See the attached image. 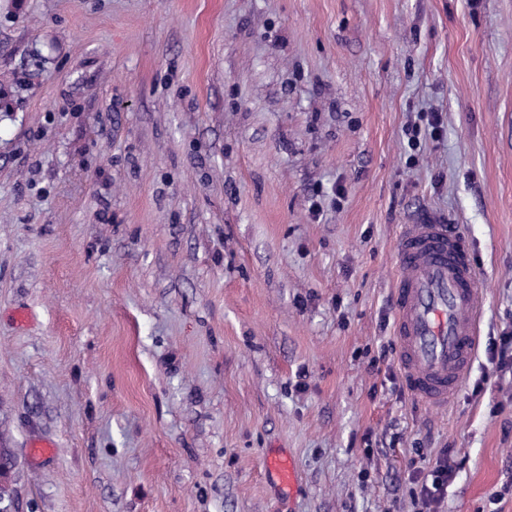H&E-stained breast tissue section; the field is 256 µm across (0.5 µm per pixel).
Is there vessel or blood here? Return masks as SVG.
<instances>
[{
  "label": "vessel or blood",
  "instance_id": "obj_1",
  "mask_svg": "<svg viewBox=\"0 0 512 512\" xmlns=\"http://www.w3.org/2000/svg\"><path fill=\"white\" fill-rule=\"evenodd\" d=\"M395 336L413 394L432 405L457 396L475 355L482 304L457 225H404L397 244Z\"/></svg>",
  "mask_w": 512,
  "mask_h": 512
}]
</instances>
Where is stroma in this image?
I'll list each match as a JSON object with an SVG mask.
<instances>
[{
	"label": "stroma",
	"instance_id": "stroma-1",
	"mask_svg": "<svg viewBox=\"0 0 512 512\" xmlns=\"http://www.w3.org/2000/svg\"><path fill=\"white\" fill-rule=\"evenodd\" d=\"M426 213L483 294L445 407L394 335ZM511 332L512 0H0L14 512H417L443 450L438 512H512ZM452 472V467L448 465V453L443 450L436 460L434 468L422 482L420 489L422 511L417 512H437L436 507L444 498L445 491L448 488V479L452 476ZM428 476L431 477L430 484L428 483ZM269 471L275 476L279 488H287L291 490L295 486V473L294 469L288 459L280 457H271L268 460Z\"/></svg>",
	"mask_w": 512,
	"mask_h": 512
}]
</instances>
